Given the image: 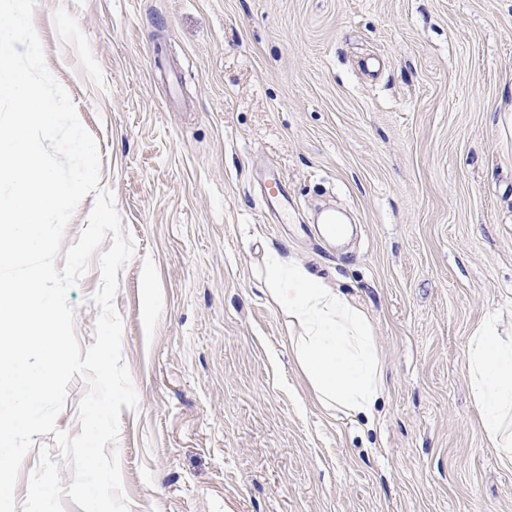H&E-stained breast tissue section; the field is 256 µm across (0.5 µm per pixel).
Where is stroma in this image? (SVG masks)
Returning a JSON list of instances; mask_svg holds the SVG:
<instances>
[{"label": "stroma", "instance_id": "obj_1", "mask_svg": "<svg viewBox=\"0 0 512 512\" xmlns=\"http://www.w3.org/2000/svg\"><path fill=\"white\" fill-rule=\"evenodd\" d=\"M33 22L135 239L130 512H512L467 361L488 314L512 334V0H38ZM330 196L358 226L340 247L301 231ZM271 248L366 313L374 423L307 390ZM99 286L93 261L68 295L84 348Z\"/></svg>", "mask_w": 512, "mask_h": 512}]
</instances>
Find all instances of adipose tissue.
<instances>
[{
  "instance_id": "adipose-tissue-1",
  "label": "adipose tissue",
  "mask_w": 512,
  "mask_h": 512,
  "mask_svg": "<svg viewBox=\"0 0 512 512\" xmlns=\"http://www.w3.org/2000/svg\"><path fill=\"white\" fill-rule=\"evenodd\" d=\"M264 282L299 330L289 342L318 403L373 419L384 385L379 351L362 308L274 249L265 258ZM468 378L486 443L512 462V336H501L496 317L484 318L469 338Z\"/></svg>"
}]
</instances>
